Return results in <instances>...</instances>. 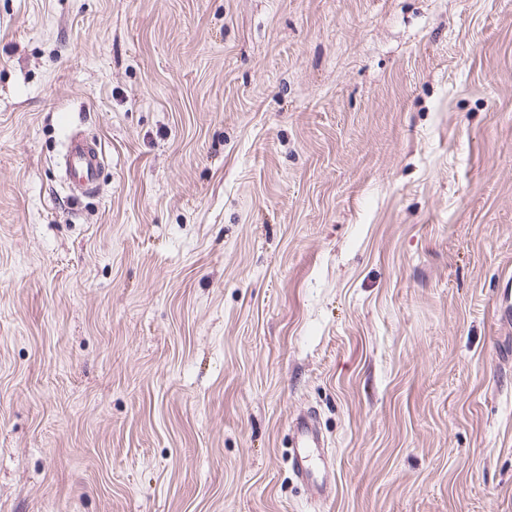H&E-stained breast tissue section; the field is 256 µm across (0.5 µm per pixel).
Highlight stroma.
I'll list each match as a JSON object with an SVG mask.
<instances>
[{
    "instance_id": "stroma-1",
    "label": "stroma",
    "mask_w": 512,
    "mask_h": 512,
    "mask_svg": "<svg viewBox=\"0 0 512 512\" xmlns=\"http://www.w3.org/2000/svg\"><path fill=\"white\" fill-rule=\"evenodd\" d=\"M0 512H512V0H0ZM104 150L101 141L96 142L81 133L68 137L63 155V166L71 195L90 196L98 187ZM294 453L291 468L298 479L305 482L315 493L323 491L326 484L324 474L318 469L317 460L327 446L314 411H308L297 418L294 426Z\"/></svg>"
}]
</instances>
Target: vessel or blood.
Returning a JSON list of instances; mask_svg holds the SVG:
<instances>
[{
	"label": "vessel or blood",
	"instance_id": "1",
	"mask_svg": "<svg viewBox=\"0 0 512 512\" xmlns=\"http://www.w3.org/2000/svg\"><path fill=\"white\" fill-rule=\"evenodd\" d=\"M103 160L102 143L78 132L70 134L63 155V166L72 196L95 193ZM294 440L297 447L291 462L294 474L314 492H321L325 479L317 461L326 446V440L315 412L310 411L298 417L294 426Z\"/></svg>",
	"mask_w": 512,
	"mask_h": 512
}]
</instances>
